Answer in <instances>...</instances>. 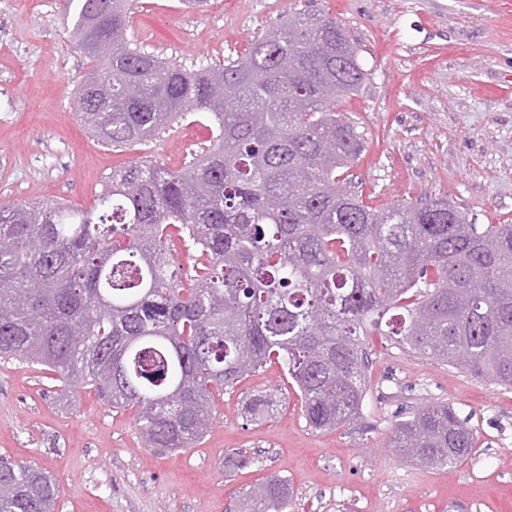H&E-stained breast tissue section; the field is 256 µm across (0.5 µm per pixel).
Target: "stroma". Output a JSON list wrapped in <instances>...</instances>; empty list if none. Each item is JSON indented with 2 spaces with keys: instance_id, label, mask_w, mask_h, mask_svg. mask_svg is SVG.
Returning a JSON list of instances; mask_svg holds the SVG:
<instances>
[{
  "instance_id": "stroma-1",
  "label": "stroma",
  "mask_w": 512,
  "mask_h": 512,
  "mask_svg": "<svg viewBox=\"0 0 512 512\" xmlns=\"http://www.w3.org/2000/svg\"><path fill=\"white\" fill-rule=\"evenodd\" d=\"M505 0H129L128 34L162 59L198 67L244 53L292 12L347 29L369 76L336 105L365 139L349 171L372 206L443 198L475 224H512V8ZM64 0H0V203L58 198L90 208L113 169L143 157L180 169L210 138L173 124L116 150L73 109L92 68L72 42ZM359 416L311 430L280 364L214 394L191 448L144 447L132 407L94 386L61 395L53 371L0 359V460L42 468L58 512H238L263 479L286 482L284 512H512V387L373 337ZM268 397L267 414L251 400ZM450 405L476 437L456 467L385 445L397 423Z\"/></svg>"
}]
</instances>
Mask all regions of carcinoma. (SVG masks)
<instances>
[{"mask_svg":"<svg viewBox=\"0 0 512 512\" xmlns=\"http://www.w3.org/2000/svg\"><path fill=\"white\" fill-rule=\"evenodd\" d=\"M127 0H67L100 99L75 111L112 148L202 113L210 145L179 170L134 160L94 209L0 204V355L137 408L148 448H192L213 391L279 363L310 428L360 414L367 342L386 339L512 385V224L445 200L376 208L346 187L364 139L336 113L368 79L343 24L294 12L245 53L186 69L128 37ZM182 246L177 252L175 245ZM475 435L445 404L398 423L388 447L452 466ZM42 470L0 463V512H55ZM284 481L242 512H279Z\"/></svg>","mask_w":512,"mask_h":512,"instance_id":"cac0c4a2","label":"carcinoma"}]
</instances>
